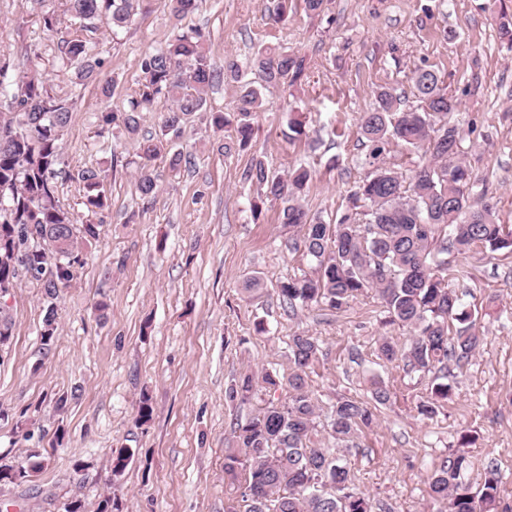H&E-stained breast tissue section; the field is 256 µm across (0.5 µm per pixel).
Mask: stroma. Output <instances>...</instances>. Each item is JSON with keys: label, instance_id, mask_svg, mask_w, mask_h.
<instances>
[{"label": "stroma", "instance_id": "35a3bbf8", "mask_svg": "<svg viewBox=\"0 0 512 512\" xmlns=\"http://www.w3.org/2000/svg\"><path fill=\"white\" fill-rule=\"evenodd\" d=\"M278 0H203L183 21L169 0H139L126 28L98 25L88 38L102 65L80 83L60 63L54 36L43 31L30 0H0V60L10 77L39 70L51 93L74 112L64 132L52 180L60 206L89 220L78 170L100 171L108 207L96 241L80 245L68 288L48 301L39 281L19 276L8 296L12 320L0 348V462L38 454L37 476L0 486V512H57L78 499L96 512L112 496L120 512H227L224 450L235 425L264 407L257 390L247 402L228 392L242 375L287 377L290 336L317 337L322 353L307 382L320 408L341 397L370 401L371 375L391 399L377 406L374 424L346 454L358 491L390 512H436L427 469L447 454L457 431L475 436L465 453L479 482L487 463L502 475L501 503L512 507V252L481 250L451 258L449 288L478 311L485 343L472 363L455 370L454 397L435 419L416 406L426 382L378 359L380 337L403 341L407 329L387 325V313L367 291L340 310L290 311L280 284L310 273L313 263L293 250L298 228L282 224L281 206L251 205L255 185L242 174L253 159L279 173L303 164L312 180L302 203L312 216L335 223L345 197L365 174L357 120L389 85L414 104L409 77L437 69L459 98L463 149L503 223L512 225V52L498 36L499 13L512 0H328L319 15L302 7L284 21L270 16ZM202 29L211 57L246 65L258 45H276L305 59L301 85L266 91L250 145L216 132L204 117L190 119L176 141L189 165L151 163L158 191L141 199L135 179L142 136L159 132L168 108L158 99L142 113L138 134L102 126V113L126 108L138 92V62L167 41L176 25ZM455 38H446V31ZM307 116L306 134L290 139L289 111ZM261 286L249 291L247 278ZM54 304L58 331L43 343V317ZM265 321L267 332L254 325ZM151 420L137 421L142 396ZM135 452L124 474L111 475L113 450Z\"/></svg>", "mask_w": 512, "mask_h": 512}]
</instances>
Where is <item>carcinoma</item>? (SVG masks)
<instances>
[{
	"instance_id": "cac0c4a2",
	"label": "carcinoma",
	"mask_w": 512,
	"mask_h": 512,
	"mask_svg": "<svg viewBox=\"0 0 512 512\" xmlns=\"http://www.w3.org/2000/svg\"><path fill=\"white\" fill-rule=\"evenodd\" d=\"M51 0H33L44 30L58 31L59 19ZM67 10L89 31L100 23L112 31L133 19L137 0H65ZM177 19L198 8L200 0H169ZM63 66L81 82L96 78L100 60L80 35L69 34L58 43ZM253 62L261 84L242 81L240 66L228 58L212 62L205 35L198 29L178 28L164 45L146 52L140 61L138 97L126 109L106 112L103 125L120 123L134 133L139 113L152 111L155 100L170 102L161 115V135L143 138L140 157L146 161L137 173L140 197L152 198L157 182L147 162L165 154L176 169L187 155L170 145L168 136H180L189 116L206 112L217 130L235 129L245 146L254 131L253 119L264 109V91L297 84L305 71L304 59L261 45ZM9 65H0V292L15 288L20 272L42 281L49 299L74 278V256L79 242L99 237L98 225H77L56 200L50 178L57 164L72 106L50 94L41 73L27 71L8 79ZM224 78L239 84L231 112H213L208 90ZM417 105L404 107L389 86L375 90V105L361 113L358 128L365 177L347 196L345 211L334 224L309 215L299 203L311 172L301 165L284 177L255 159L244 179L264 190L266 198L282 205V223L302 232L301 245L314 262L308 275L281 283L279 296L295 311L311 305L339 310L367 289L388 313L389 322L411 330L400 344L384 336L379 356L402 364L409 376L428 379L427 395L417 413L432 420L453 401L451 369L469 364L485 337L474 329V313L448 288V256L482 248L490 255L512 251V226L499 222L495 204L483 192L474 196L476 177L463 158V129L453 115L460 101L448 94L437 71L417 68L410 77ZM420 154L410 176L390 162L396 149ZM78 179L86 189L83 205L97 214L108 207L101 174L82 169ZM57 333L56 309L47 306L44 341ZM322 353L318 340L304 332L292 336L285 400L269 399L246 423L235 428L236 447L225 449L224 476L239 489V500L229 512H373V504L356 490L342 454L334 448L313 447L320 408L310 393L306 370ZM262 384L275 394L283 382L266 372L248 373L231 397L248 400ZM336 442L354 441L363 426L373 422L367 403L340 398L325 415ZM134 456L129 448L112 452V474L122 475ZM468 457L450 450L434 460L428 475L432 498L446 512H499L501 478L497 466L484 468L477 485L465 480Z\"/></svg>"
}]
</instances>
